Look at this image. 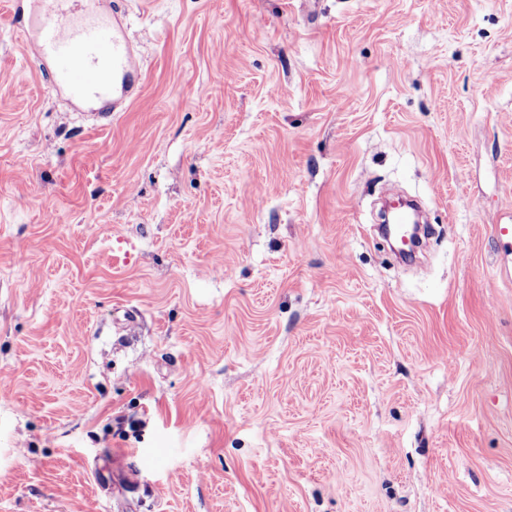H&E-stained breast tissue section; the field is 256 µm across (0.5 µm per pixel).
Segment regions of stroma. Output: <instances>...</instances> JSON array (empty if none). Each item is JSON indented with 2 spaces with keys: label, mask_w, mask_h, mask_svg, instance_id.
<instances>
[{
  "label": "stroma",
  "mask_w": 512,
  "mask_h": 512,
  "mask_svg": "<svg viewBox=\"0 0 512 512\" xmlns=\"http://www.w3.org/2000/svg\"><path fill=\"white\" fill-rule=\"evenodd\" d=\"M104 7L108 119L0 0V512H512V0Z\"/></svg>",
  "instance_id": "1"
}]
</instances>
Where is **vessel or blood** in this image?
I'll list each match as a JSON object with an SVG mask.
<instances>
[{
	"instance_id": "obj_1",
	"label": "vessel or blood",
	"mask_w": 512,
	"mask_h": 512,
	"mask_svg": "<svg viewBox=\"0 0 512 512\" xmlns=\"http://www.w3.org/2000/svg\"><path fill=\"white\" fill-rule=\"evenodd\" d=\"M12 9L31 30L34 56L51 68L54 87L75 101L116 105L139 81V56L122 22L97 0H12Z\"/></svg>"
}]
</instances>
